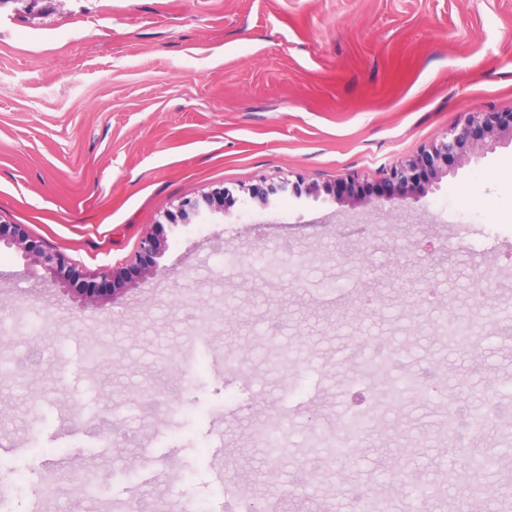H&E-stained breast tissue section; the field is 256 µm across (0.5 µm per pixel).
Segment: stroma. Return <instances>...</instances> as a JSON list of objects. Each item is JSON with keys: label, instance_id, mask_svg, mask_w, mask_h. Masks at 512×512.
Wrapping results in <instances>:
<instances>
[{"label": "stroma", "instance_id": "35a3bbf8", "mask_svg": "<svg viewBox=\"0 0 512 512\" xmlns=\"http://www.w3.org/2000/svg\"><path fill=\"white\" fill-rule=\"evenodd\" d=\"M512 111V0H7L0 6V222L60 251L87 279L130 263L140 237L182 200L281 177L323 188L270 207L201 210L167 227L157 276L103 306L75 303L16 249L0 247V483L8 512H32L49 463L67 489L45 512H226L225 491L301 483L279 512L354 494L404 512L392 482L439 480L459 512L512 501V464L483 498L441 479L439 402L384 412L336 461L311 438L374 388L364 355L396 352L399 373L457 389L461 417L512 382V146L471 160L404 207L328 196L416 155L467 112ZM283 258L262 274L242 252ZM414 276L389 278L392 269ZM378 297L377 312L341 314ZM489 339L452 348L448 319ZM288 353L281 370L270 334ZM357 336L380 344L355 351ZM109 353L90 364L87 343ZM239 352V370L224 367ZM285 420L276 478L252 444ZM420 440L391 475L384 458ZM248 448L225 466L233 449Z\"/></svg>", "mask_w": 512, "mask_h": 512}]
</instances>
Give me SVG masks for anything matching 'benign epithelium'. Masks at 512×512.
Wrapping results in <instances>:
<instances>
[{
  "label": "benign epithelium",
  "mask_w": 512,
  "mask_h": 512,
  "mask_svg": "<svg viewBox=\"0 0 512 512\" xmlns=\"http://www.w3.org/2000/svg\"><path fill=\"white\" fill-rule=\"evenodd\" d=\"M512 144V112L493 110H474L466 114L464 123L446 129L415 157L395 165L386 172L380 184L377 198L401 206L425 195L429 188L438 186L448 175L452 166H462L472 158L493 152L496 148ZM358 180L352 177L342 179L337 190L338 199L356 207L369 202L368 195L355 193ZM238 192L244 199L267 207L274 197L287 192L299 198L302 195L318 196V189L308 184L292 183L286 177L278 182L263 179L256 184L241 186ZM234 200V192L229 188L216 189L201 196V200H189L179 206L183 223H188L189 212L205 204L214 211H224V204ZM172 222V215L164 214V221L146 232L140 239L137 251L128 265L121 271L103 272V277L120 280L135 273L136 277L146 280L157 275L159 259L167 249V236L164 223ZM14 247L25 256L34 259L46 271L53 274L64 284H75L73 292L78 302L96 306L103 303L107 289L99 288L83 278L76 266L68 263L65 257L39 242L30 239L20 224H0V243Z\"/></svg>",
  "instance_id": "benign-epithelium-1"
}]
</instances>
